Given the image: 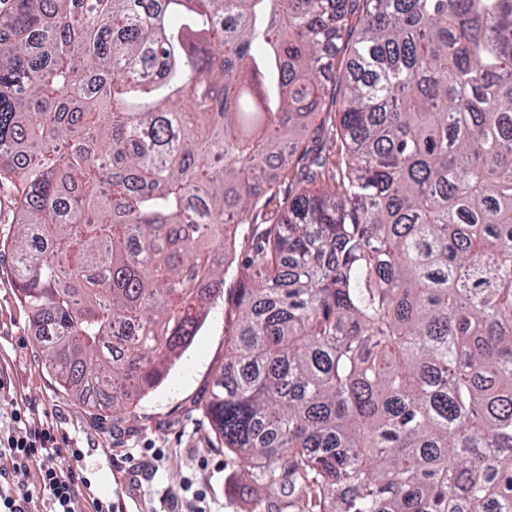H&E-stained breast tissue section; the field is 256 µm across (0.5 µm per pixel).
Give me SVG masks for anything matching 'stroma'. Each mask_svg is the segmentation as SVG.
<instances>
[{
    "mask_svg": "<svg viewBox=\"0 0 512 512\" xmlns=\"http://www.w3.org/2000/svg\"><path fill=\"white\" fill-rule=\"evenodd\" d=\"M238 278L227 274L224 298L192 345L133 415L100 420L56 381L20 302L11 257L0 253V414L18 411L31 430H51L63 448L81 449L85 512L94 500L112 512H192L193 493L207 492V512H296L287 492L247 501L250 472L234 460L211 427L206 400L224 363L231 331L226 311ZM160 456H152V449Z\"/></svg>",
    "mask_w": 512,
    "mask_h": 512,
    "instance_id": "obj_1",
    "label": "stroma"
}]
</instances>
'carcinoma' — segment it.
I'll return each instance as SVG.
<instances>
[{
  "instance_id": "1",
  "label": "carcinoma",
  "mask_w": 512,
  "mask_h": 512,
  "mask_svg": "<svg viewBox=\"0 0 512 512\" xmlns=\"http://www.w3.org/2000/svg\"><path fill=\"white\" fill-rule=\"evenodd\" d=\"M0 183L93 411L163 383L254 224L224 447L307 512H512V0H10Z\"/></svg>"
}]
</instances>
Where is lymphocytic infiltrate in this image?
<instances>
[{
  "label": "lymphocytic infiltrate",
  "instance_id": "lymphocytic-infiltrate-1",
  "mask_svg": "<svg viewBox=\"0 0 512 512\" xmlns=\"http://www.w3.org/2000/svg\"><path fill=\"white\" fill-rule=\"evenodd\" d=\"M0 433V512H84L80 486L84 479L73 465L77 448L59 447L50 431L22 428L20 413Z\"/></svg>",
  "mask_w": 512,
  "mask_h": 512
}]
</instances>
